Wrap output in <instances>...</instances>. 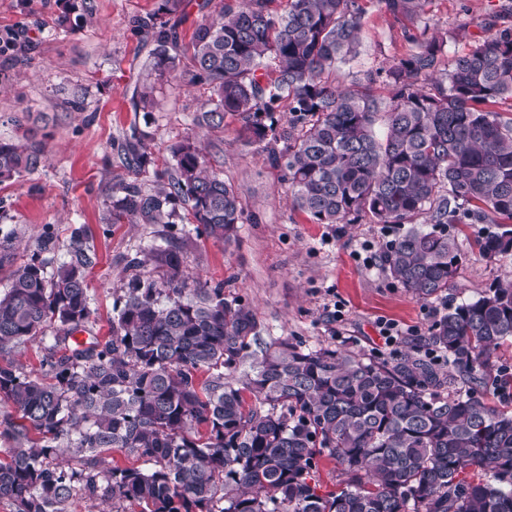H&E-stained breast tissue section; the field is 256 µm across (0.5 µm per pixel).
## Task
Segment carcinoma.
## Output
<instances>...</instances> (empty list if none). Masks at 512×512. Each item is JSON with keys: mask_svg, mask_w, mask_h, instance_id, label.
<instances>
[{"mask_svg": "<svg viewBox=\"0 0 512 512\" xmlns=\"http://www.w3.org/2000/svg\"><path fill=\"white\" fill-rule=\"evenodd\" d=\"M274 2L203 0L191 75L210 96L198 124L236 117L314 224L408 225L382 266L418 299L448 290L464 265L445 224H495L503 231L478 240L479 253L512 255V28L445 62L444 39L423 27L410 36L415 51L384 70L385 105L366 86L336 84L359 44L358 0ZM424 2L379 0L408 18ZM184 8L159 0L136 21L157 76L180 62ZM152 92L134 87L131 111L149 115ZM149 140L135 126L119 147L135 178L112 186L108 223L173 224L185 210L197 236L235 240L238 195L197 141L170 146L173 166L156 173L167 186L143 188ZM45 158L41 140L0 139V184ZM53 252L47 235L0 292V358L58 326L43 375L0 364V397L24 420L6 417L0 431V499L15 512H67L78 489L114 512L124 502L141 512H512V411L485 401L512 397V373L494 360L512 339L511 280L449 307L389 359L289 339L258 354L253 310L227 298L224 282L190 277L168 238L151 248L152 270L130 276L112 335L80 341L96 253L81 227L66 260ZM114 448L144 467L101 466ZM323 457L343 483L328 494L316 480Z\"/></svg>", "mask_w": 512, "mask_h": 512, "instance_id": "obj_1", "label": "carcinoma"}]
</instances>
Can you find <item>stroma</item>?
Segmentation results:
<instances>
[{"instance_id":"1","label":"stroma","mask_w":512,"mask_h":512,"mask_svg":"<svg viewBox=\"0 0 512 512\" xmlns=\"http://www.w3.org/2000/svg\"><path fill=\"white\" fill-rule=\"evenodd\" d=\"M158 0H87L67 12L66 0H0V137L32 130L46 138L45 163L0 185V236H16L14 261L39 252L52 234L56 260L67 257L71 233L84 227L97 254L87 273L94 315L89 333L110 331L115 305L132 270L131 260L162 238L175 237L192 276L223 282L228 298L255 312L257 346L296 339L314 347L328 343L369 353L382 350L379 325L393 321L418 334L449 306L473 298L492 284L512 279V258L488 259L475 241L490 224H453L466 262L455 284L440 297L415 298L381 268L365 259L404 231L399 224H314L295 209L281 169L272 167L263 145L238 136L239 123L198 125L210 95L190 83V58L176 74L149 76L147 46L136 19L153 13ZM363 10L355 57L337 65L340 85L365 83L370 71L389 67L413 48L408 37L430 26L445 35L444 52L466 53L489 36V19L512 27V0H427L422 20L396 18L378 0H359ZM151 82L158 107L149 117L131 112L134 85ZM82 91L85 109L67 111L64 99ZM151 135L153 170L140 174L156 186L155 171L172 166V144L192 137L205 148L214 170L239 195L245 220L235 242L219 244L196 236L188 221L173 224H110L105 220L111 187L129 172L117 145L133 125Z\"/></svg>"}]
</instances>
